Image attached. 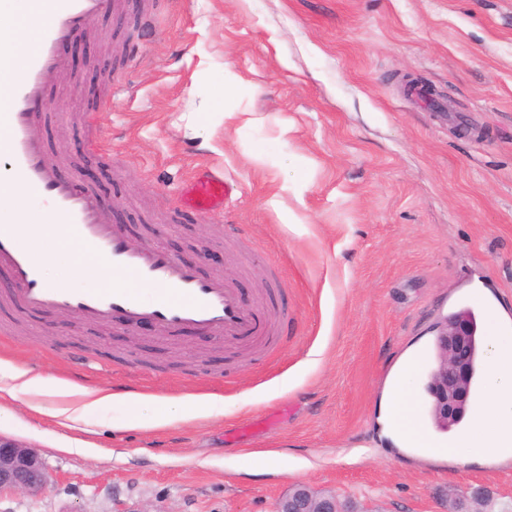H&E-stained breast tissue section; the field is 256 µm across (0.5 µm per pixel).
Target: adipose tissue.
Segmentation results:
<instances>
[{
	"instance_id": "1",
	"label": "adipose tissue",
	"mask_w": 512,
	"mask_h": 512,
	"mask_svg": "<svg viewBox=\"0 0 512 512\" xmlns=\"http://www.w3.org/2000/svg\"><path fill=\"white\" fill-rule=\"evenodd\" d=\"M29 22L26 13L0 10V58L21 61L33 43L28 37ZM53 235L59 251L75 256L74 275L85 279L88 269H96L99 282L118 284L124 276L96 263L82 251L57 224L31 225L27 237L32 241ZM484 345L487 369L482 393L475 402L471 421L466 429L449 441L444 453L468 461L473 455L497 458L512 456V327L501 319L494 307H486ZM416 363L409 360L401 365L386 402V421L391 430L411 447L434 450L436 442L423 422L416 419L415 396L412 380ZM27 399L34 409L44 408L43 398H57L55 407L48 409L50 416L72 423H80L98 416L115 399L114 393L99 387L64 383L56 379L30 374L28 370L0 361V398Z\"/></svg>"
}]
</instances>
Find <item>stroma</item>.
Masks as SVG:
<instances>
[{
    "label": "stroma",
    "instance_id": "35a3bbf8",
    "mask_svg": "<svg viewBox=\"0 0 512 512\" xmlns=\"http://www.w3.org/2000/svg\"><path fill=\"white\" fill-rule=\"evenodd\" d=\"M61 54L51 158L133 244L272 299L278 336L12 312L0 359L121 399L77 429L0 402V435L50 477L0 512H274L298 484L374 512L483 491L512 512V458L462 465L380 421L438 322L485 302L512 321V0H127ZM205 170L233 187L223 215L176 213ZM160 398L211 410L154 426ZM251 450L283 457L258 470Z\"/></svg>",
    "mask_w": 512,
    "mask_h": 512
}]
</instances>
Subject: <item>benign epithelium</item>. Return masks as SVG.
Instances as JSON below:
<instances>
[{"label": "benign epithelium", "mask_w": 512, "mask_h": 512, "mask_svg": "<svg viewBox=\"0 0 512 512\" xmlns=\"http://www.w3.org/2000/svg\"><path fill=\"white\" fill-rule=\"evenodd\" d=\"M439 350L443 367L431 383L438 417L450 422L460 417L470 401L473 374L472 326L458 315L438 328ZM47 474L40 454L10 438L0 435V495L38 496L46 488ZM344 512L333 494H314L304 485H297L291 494L279 499L275 512Z\"/></svg>", "instance_id": "7a95c632"}]
</instances>
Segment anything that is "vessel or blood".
<instances>
[{"instance_id":"b4317fda","label":"vessel or blood","mask_w":512,"mask_h":512,"mask_svg":"<svg viewBox=\"0 0 512 512\" xmlns=\"http://www.w3.org/2000/svg\"><path fill=\"white\" fill-rule=\"evenodd\" d=\"M120 11V0H28V15L36 22L34 50L18 77L0 95V156L10 174L36 200H46L45 224L61 225L63 232L101 263L120 271V288H57L44 280L36 252L22 241L24 212L0 222V270L12 282L7 305L26 313L50 311L84 321L106 323L126 319L129 325L147 323L161 339L175 329L192 325L207 334L240 345L270 339L272 327L264 306L250 302L229 280L203 275L158 244L132 247L125 225L114 222L102 206L100 194L63 174L51 159L40 136L44 115L32 111L34 100L45 95L49 73H66L60 46L86 32L105 9ZM228 188L224 176L206 171L182 189L181 206L207 214L224 212Z\"/></svg>"}]
</instances>
